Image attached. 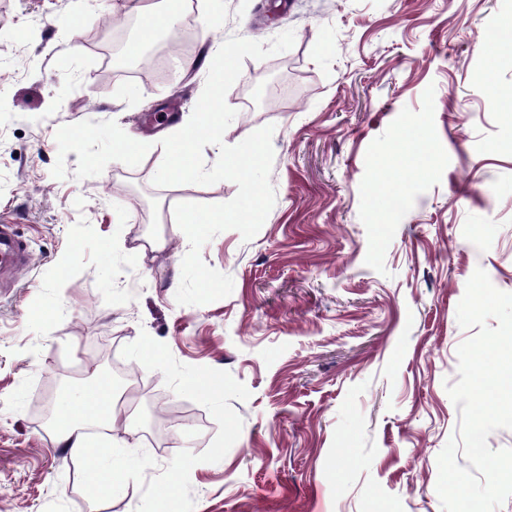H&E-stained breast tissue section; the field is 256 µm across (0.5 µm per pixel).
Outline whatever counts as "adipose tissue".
<instances>
[{
    "instance_id": "1",
    "label": "adipose tissue",
    "mask_w": 512,
    "mask_h": 512,
    "mask_svg": "<svg viewBox=\"0 0 512 512\" xmlns=\"http://www.w3.org/2000/svg\"><path fill=\"white\" fill-rule=\"evenodd\" d=\"M90 380V385L61 400L52 441L80 464L88 490L108 497L128 482L137 463L120 451L112 433L115 390L111 380L96 372Z\"/></svg>"
}]
</instances>
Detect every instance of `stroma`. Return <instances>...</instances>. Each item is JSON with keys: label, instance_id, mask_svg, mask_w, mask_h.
<instances>
[{"label": "stroma", "instance_id": "obj_1", "mask_svg": "<svg viewBox=\"0 0 512 512\" xmlns=\"http://www.w3.org/2000/svg\"><path fill=\"white\" fill-rule=\"evenodd\" d=\"M116 2L0 0V224L32 258L0 277V512H150L176 468L181 512H442L457 307L479 268L512 293V0H193L203 55L295 33L243 63L240 82L272 78L267 107L227 93L225 144L275 127L276 202L251 240L202 247L234 282L203 305L175 299L174 207L238 187L152 179L206 74L108 76L103 44L141 24ZM120 365L141 466L103 500L45 416L60 380ZM210 377L223 396L189 386Z\"/></svg>", "mask_w": 512, "mask_h": 512}]
</instances>
